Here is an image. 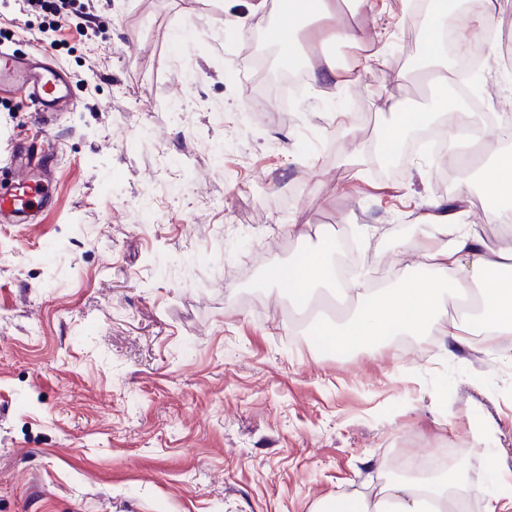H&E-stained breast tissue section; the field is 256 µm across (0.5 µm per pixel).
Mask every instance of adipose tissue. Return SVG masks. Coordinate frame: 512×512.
Returning <instances> with one entry per match:
<instances>
[{"mask_svg":"<svg viewBox=\"0 0 512 512\" xmlns=\"http://www.w3.org/2000/svg\"><path fill=\"white\" fill-rule=\"evenodd\" d=\"M378 0H279L280 20L265 28L264 38L283 61L305 64L308 78L316 87L342 88L356 82L352 66L339 61L335 48L356 45L358 28L337 18L339 9L350 14L372 13ZM500 8L499 0H485L480 18H460L451 0H432L422 20L425 58L438 61L442 54L440 33L454 29L468 45L482 43L490 21ZM390 122L380 152L405 138L412 129L430 122L426 112H408L399 101L388 99ZM470 202L468 183H459L452 196L430 202L417 216L416 246L430 261L431 275L399 288L333 289L336 275L326 253L306 255L291 271L298 288L309 292L335 291L345 306L342 317L319 322L337 349L345 350L369 341H382L408 330L425 329L460 343L466 331L460 318L450 316L449 306L470 292L480 297L477 323L482 331L512 334V243L489 247L484 224L502 222L499 211L485 213L484 224L465 218ZM461 481L452 471L428 476L413 475L387 480L364 492L331 496L325 512H448L449 504L462 499Z\"/></svg>","mask_w":512,"mask_h":512,"instance_id":"1","label":"adipose tissue"}]
</instances>
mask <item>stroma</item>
I'll use <instances>...</instances> for the list:
<instances>
[{
  "label": "stroma",
  "mask_w": 512,
  "mask_h": 512,
  "mask_svg": "<svg viewBox=\"0 0 512 512\" xmlns=\"http://www.w3.org/2000/svg\"><path fill=\"white\" fill-rule=\"evenodd\" d=\"M249 2L71 0L59 41L53 13L0 0V48L44 54L74 101L45 126L0 91V192L18 146L46 143L53 194L37 223H0V512H314L391 476L397 448L453 449L482 504L512 475V359L424 330L339 352L266 271L345 233L359 282L428 277L416 215L463 180L472 220L512 210L477 173L512 142L489 127L465 164L400 144L394 175L355 171L387 98L434 109L417 12L362 16L339 55L357 82H303L280 113L245 78L266 26ZM468 86L448 88L460 111L512 126V68L487 59Z\"/></svg>",
  "instance_id": "35a3bbf8"
}]
</instances>
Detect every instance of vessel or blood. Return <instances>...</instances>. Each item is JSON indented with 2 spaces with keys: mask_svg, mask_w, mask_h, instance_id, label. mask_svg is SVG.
Wrapping results in <instances>:
<instances>
[{
  "mask_svg": "<svg viewBox=\"0 0 512 512\" xmlns=\"http://www.w3.org/2000/svg\"><path fill=\"white\" fill-rule=\"evenodd\" d=\"M0 82L27 94L38 113L63 111L70 96L64 77L49 65L7 53L0 55ZM16 169L9 190L0 193V223L3 224L33 222L50 201L38 161L18 162Z\"/></svg>",
  "mask_w": 512,
  "mask_h": 512,
  "instance_id": "vessel-or-blood-1",
  "label": "vessel or blood"
}]
</instances>
